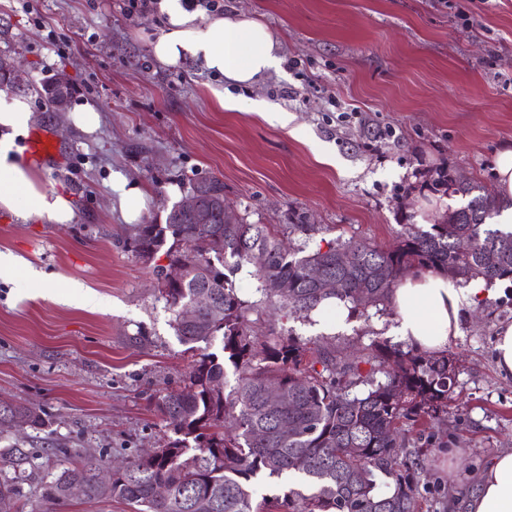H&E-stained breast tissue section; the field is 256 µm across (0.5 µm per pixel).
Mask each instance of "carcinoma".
<instances>
[{"mask_svg":"<svg viewBox=\"0 0 512 512\" xmlns=\"http://www.w3.org/2000/svg\"><path fill=\"white\" fill-rule=\"evenodd\" d=\"M468 199L437 222L403 224L394 248L341 236L302 256L290 254L268 224L224 222V183L203 179L190 187L201 194L210 213L209 234L185 220L140 224L131 239L134 251L151 261L158 253L188 267L187 279L160 289L173 314L172 327L185 343L220 340L222 354L202 353L184 386L158 397L157 408L174 438L167 447L125 462L112 472V483H98L103 460L87 456L45 485L50 507L71 499L80 484L87 500L117 499L137 512H420L419 448L445 424L449 394L458 364L448 353L404 351L376 340L368 352L342 357L329 349L309 360L295 337L260 334L250 307L238 295L227 272L253 266L251 254L264 253L255 267L256 292L285 313L306 318L323 301L337 298L350 313L389 305L390 295L407 272H454L453 283L481 278L492 284L512 280V229L491 223L502 204L486 187L460 180L441 168L432 179ZM172 243H167V238ZM337 281L329 290L312 272ZM212 294V305L195 324L184 322L180 308L198 290ZM234 384L224 389L226 370ZM288 389L291 400L266 404L271 386ZM45 424L39 407L0 404V424ZM287 483L283 496L255 500L257 483ZM168 496L159 499L156 488Z\"/></svg>","mask_w":512,"mask_h":512,"instance_id":"carcinoma-1","label":"carcinoma"}]
</instances>
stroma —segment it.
<instances>
[{
	"mask_svg": "<svg viewBox=\"0 0 512 512\" xmlns=\"http://www.w3.org/2000/svg\"><path fill=\"white\" fill-rule=\"evenodd\" d=\"M121 0H0V55L15 59L35 129L56 145L30 159L43 189L70 193L74 224H24L0 212V252L17 257L0 277V402L40 405L46 423L0 426L11 451V512H38L51 476L86 455L113 462L166 447L157 410L194 359L220 343L187 345L173 328L152 263L132 251L136 226L112 190L119 172L149 191L140 222L164 223L196 180L224 183V203L250 224L317 225L288 238L314 251L336 237L392 247L401 224H431L466 200L433 191L442 167L494 188L499 149L512 146V0H224L225 15L276 35L283 70L242 97L286 111L287 125L219 107L223 88L198 63L157 64V13L126 16ZM66 74L71 105L90 104L100 127L86 134L36 86ZM44 271V288L29 269ZM99 304L67 303L72 283ZM239 296L277 335L317 350L358 353L391 339L394 311L327 331L262 303L249 268ZM512 324V283L465 311L449 352L462 368L435 443L421 450L422 512H449L473 473L512 449V376L495 365L498 329Z\"/></svg>",
	"mask_w": 512,
	"mask_h": 512,
	"instance_id": "35a3bbf8",
	"label": "stroma"
}]
</instances>
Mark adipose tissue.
Returning a JSON list of instances; mask_svg holds the SVG:
<instances>
[{
  "label": "adipose tissue",
  "instance_id": "ef3b65f1",
  "mask_svg": "<svg viewBox=\"0 0 512 512\" xmlns=\"http://www.w3.org/2000/svg\"><path fill=\"white\" fill-rule=\"evenodd\" d=\"M158 10L165 18L152 43L158 63L197 62L209 73L223 76L228 84V91L216 95L220 107L260 112L269 121L287 124L286 112L232 93L233 88L252 86L281 67L279 42L264 24L233 17L204 18L190 9L188 0H159ZM32 123L27 99L0 88V209L25 223L42 218L73 223L77 213L71 199L42 190L36 173L23 162V142ZM486 292L481 279L452 288L443 273L407 276L390 298L396 315L394 332L414 349L444 352L449 337L458 333L463 312L475 307ZM465 508L466 512H512V450L498 453L481 469Z\"/></svg>",
  "mask_w": 512,
  "mask_h": 512
}]
</instances>
